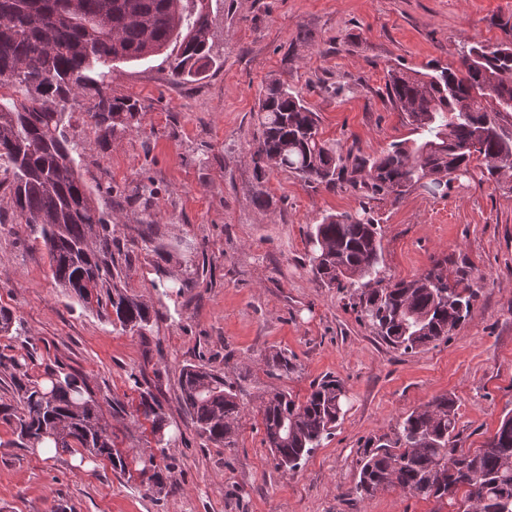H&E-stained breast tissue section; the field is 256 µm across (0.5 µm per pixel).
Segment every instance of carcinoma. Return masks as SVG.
I'll return each instance as SVG.
<instances>
[{
	"mask_svg": "<svg viewBox=\"0 0 512 512\" xmlns=\"http://www.w3.org/2000/svg\"><path fill=\"white\" fill-rule=\"evenodd\" d=\"M208 8L209 0H0V160L7 163L9 206L24 223L39 225L57 285L86 307L112 308L113 323L132 332L147 329L151 311L124 292L111 225L82 181L78 143L67 127L85 98L101 146L133 128L137 101L112 95L107 83L117 61L169 49L174 78L202 75L215 63ZM386 90L424 137L361 157L322 140L318 115L302 94L270 82L258 105L254 167L288 170L327 189L359 183L396 200L418 184L434 193L448 187L449 176L467 172L480 157L493 178L512 169V135L502 125L512 118V43H476L456 69L391 71ZM310 244L316 279L354 289L364 318L394 348L409 351L448 335L477 296L468 285L449 284L438 266L410 280L385 281L377 229L363 215L323 216ZM263 363L275 376L294 369L280 351ZM0 368L17 393V404L0 403V420L12 427L18 445L80 448L123 464L112 453L98 402L73 374L49 369L42 384L31 379L27 361L1 354ZM179 388L201 434L226 448L235 445L239 392L224 377L192 365L181 370ZM345 398L341 382L330 377L303 402L283 390L262 397L265 442L277 468L301 466L330 435ZM454 406L446 395L434 398L408 414L395 440L366 451L356 493L366 498L399 489L446 499L451 512H512V414L485 447L465 453L457 449Z\"/></svg>",
	"mask_w": 512,
	"mask_h": 512,
	"instance_id": "obj_1",
	"label": "carcinoma"
}]
</instances>
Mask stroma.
<instances>
[{"label": "stroma", "instance_id": "stroma-1", "mask_svg": "<svg viewBox=\"0 0 512 512\" xmlns=\"http://www.w3.org/2000/svg\"><path fill=\"white\" fill-rule=\"evenodd\" d=\"M210 23L217 62L200 77L174 79L162 54L114 64L112 93L138 101L137 127L107 148L85 111L68 129L82 179L112 218L126 290L153 310L146 335L58 288L36 232L0 199V306L16 316L0 353L28 357L38 381L59 365L82 378L124 461L45 458L0 422V512H449L392 489L359 498L357 462L438 396L455 401L463 451L484 447L512 412V176L494 181L478 159L447 189L396 201L262 174L251 161L256 111L280 80L312 106L323 140L379 155L412 136L387 97L389 70L455 68L472 43L511 42L512 0H211ZM356 212L380 231L383 276L408 280L439 262L476 289L448 337L393 348L353 309L351 289L315 279L312 228ZM273 350L293 372L266 373ZM187 365L241 387L234 447L195 427L179 389ZM329 376L347 392L345 413L284 474L264 442L260 398L283 390L302 401ZM145 399L159 404L164 433L141 414Z\"/></svg>", "mask_w": 512, "mask_h": 512}]
</instances>
